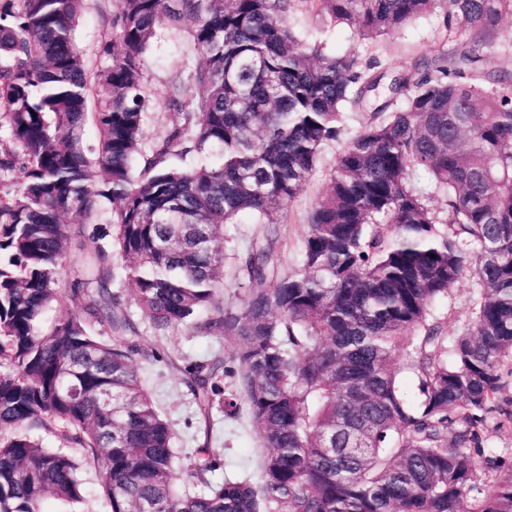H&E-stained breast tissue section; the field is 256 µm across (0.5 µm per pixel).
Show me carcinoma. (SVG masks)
<instances>
[{"instance_id":"carcinoma-1","label":"carcinoma","mask_w":512,"mask_h":512,"mask_svg":"<svg viewBox=\"0 0 512 512\" xmlns=\"http://www.w3.org/2000/svg\"><path fill=\"white\" fill-rule=\"evenodd\" d=\"M289 2L121 0L99 69L74 41L84 0H0V512H72L88 463L107 512H512V471L481 486L505 466L485 430L512 359V81L488 92L449 78L481 57L476 41L394 79L404 103L375 108L347 143L298 267L279 274L278 214L379 80L298 40ZM308 2L365 37L437 5L476 30L512 13V0ZM164 26L192 37L199 94L169 85L176 121L147 150L146 56ZM173 154L189 163L169 167ZM418 169L448 192L444 229L411 187ZM241 213L269 234L246 248L234 312L219 307L224 225ZM74 246L90 261L76 313L49 325ZM467 272L478 299L450 340L429 310ZM116 282L159 333L239 338L224 410L246 409L262 436L259 484L210 482L208 447L184 471L207 491L176 483L172 429L135 364L160 357L92 331L135 332ZM221 370L216 357L190 372L207 421ZM38 428L76 450L44 446Z\"/></svg>"}]
</instances>
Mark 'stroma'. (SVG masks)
Listing matches in <instances>:
<instances>
[{"label": "stroma", "mask_w": 512, "mask_h": 512, "mask_svg": "<svg viewBox=\"0 0 512 512\" xmlns=\"http://www.w3.org/2000/svg\"><path fill=\"white\" fill-rule=\"evenodd\" d=\"M287 19L292 30L307 44L318 47L326 55L353 59L361 69L376 65L382 79L377 90L369 92L362 104L346 109L341 138L324 146L312 177L280 213L276 254L279 268L284 272L297 266L309 216L329 181L338 155L348 141L368 124L373 109L389 99L387 87L391 79L411 69L418 60L439 52L454 51L468 44L476 35L468 27L454 22L445 23L442 12L438 10L412 21L394 36L374 39L362 38L355 25L336 22L325 11L313 7L310 0H292ZM111 36L95 0H89L76 21L78 48L87 55H94L101 42ZM481 37L484 42L481 63L477 68L464 69L457 74L456 80L492 90L496 87L495 75L503 72L512 75V14H503ZM198 62L199 56L187 32L171 28L158 30L147 57L146 86L151 108L145 127V146H153L172 125L173 112L165 104L170 82L178 78L184 83H191ZM265 233V225L253 223L245 215L239 216L236 223L225 225V286L220 298L224 309H241L244 290L239 286L237 267L249 241L263 237ZM477 296L476 283L467 275L447 296L433 305V315L441 322L447 336L457 335L468 321ZM126 307L138 332L122 338V345L153 349L162 356L161 362L143 368L141 374L145 389L173 428L174 446L180 456H187L203 444H211L220 457V466L211 474V482L219 483L229 478L258 483L264 447L256 425L246 412L230 418L225 416L223 408L218 407L213 411L212 427H205L196 412L189 386V368L217 354L223 357L226 369L218 384L224 394L235 393L238 338L199 334L185 328L173 329L159 336L134 302H127Z\"/></svg>", "instance_id": "1"}]
</instances>
